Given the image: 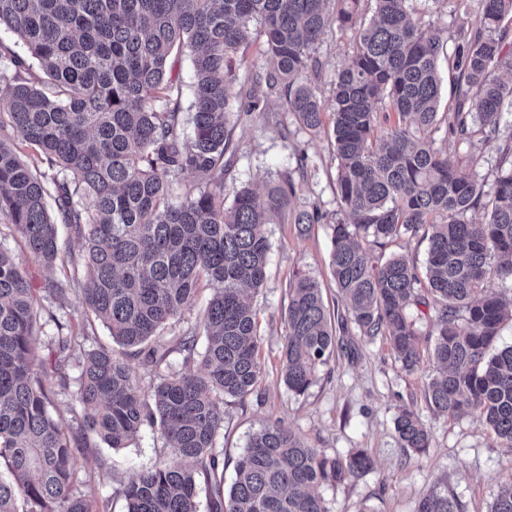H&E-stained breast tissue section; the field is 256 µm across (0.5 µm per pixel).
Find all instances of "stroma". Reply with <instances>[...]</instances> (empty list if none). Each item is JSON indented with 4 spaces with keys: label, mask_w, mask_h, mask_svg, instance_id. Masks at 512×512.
Returning <instances> with one entry per match:
<instances>
[{
    "label": "stroma",
    "mask_w": 512,
    "mask_h": 512,
    "mask_svg": "<svg viewBox=\"0 0 512 512\" xmlns=\"http://www.w3.org/2000/svg\"><path fill=\"white\" fill-rule=\"evenodd\" d=\"M351 33L328 29L317 49L323 65L316 84L321 99L330 96L337 68L351 55ZM234 167L224 180V197L233 199L241 188L264 192L284 172L294 171L298 154H307L311 168L296 178L292 210L319 206L333 213L338 208L336 163L332 138L333 115L324 113L323 125L311 131L288 112L282 94L270 95L262 112H244L233 104L230 116ZM438 146L447 148L456 167L475 170L486 184L497 176L495 141L475 134L470 142L448 139L445 128L435 133ZM270 244L267 280L254 296L259 311V354L263 366L257 390L246 400L224 401V481L232 483L234 466L249 436L277 421L299 435L310 447L329 455H347L367 449L374 468L357 481L320 487L330 512H416L420 499L438 483L458 503V512H490L501 487L512 481V458L504 455L490 430L479 418L446 419L436 416L425 400L430 358L415 372L403 369L383 337L368 338L358 331L345 336L335 357L320 367L315 383L302 395L288 390L280 378L285 333L288 284L298 275L319 281L328 310L338 296L330 267V228L311 225L299 233L285 219L267 225ZM85 317L77 294L45 306L39 314L42 332L37 347L47 355V344L57 324L80 332ZM413 410L431 430V446L415 454L400 448L394 421L401 409ZM158 427L144 425L127 447L112 449L99 438L80 458V479L97 489L98 512H125L120 490L127 478L161 458Z\"/></svg>",
    "instance_id": "1"
}]
</instances>
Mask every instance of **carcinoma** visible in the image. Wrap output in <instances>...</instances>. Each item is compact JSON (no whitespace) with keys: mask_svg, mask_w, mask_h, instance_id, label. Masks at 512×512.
I'll list each match as a JSON object with an SVG mask.
<instances>
[{"mask_svg":"<svg viewBox=\"0 0 512 512\" xmlns=\"http://www.w3.org/2000/svg\"><path fill=\"white\" fill-rule=\"evenodd\" d=\"M0 0V28L27 55L0 50L13 71L0 87V212L28 254L47 272L36 290L22 264L0 248V512H93L95 488L78 480L86 434L124 448L145 424L159 425L176 463L129 476L126 512H198L200 484L210 512H330L322 485L354 481L373 468L368 451L344 457L312 448L292 430L270 423L253 433L224 491V398L244 400L262 375L257 312L248 292L266 280L264 226L283 214L295 193L290 173L259 199L248 189L224 202L233 151L229 110L240 48L252 23L266 36L272 68L251 77L247 111L280 86L288 111L317 130L333 112L340 212L315 207L297 217L331 229V268L344 314L331 320L319 282L289 284L281 379L302 395L318 368L341 346L337 334L386 336L402 367L416 370L421 334L411 306L434 296L431 410L457 419L479 415L512 455V345L499 347L512 299L495 288L512 283V33L502 27L512 0H456L461 23L446 35L412 16L411 0ZM353 35L355 48L336 70L328 102L312 76L329 20ZM451 47L455 103L448 136L477 132L497 143V177L485 189L476 175L448 162L433 137L439 123L437 61ZM189 53L194 70L192 135L184 134L182 88L168 65ZM43 76H38L35 70ZM48 162L41 172L14 140ZM208 183L186 186L180 175ZM482 207L484 218L469 213ZM69 227L82 253L56 278L61 260L56 223ZM428 239L425 278L414 259L370 255L358 242ZM79 286L95 320L124 348H137L155 368L177 352L195 368L172 372L144 389L123 355L101 346L85 354L76 400L88 414L72 427L51 408L69 388L62 363L77 337L57 336L53 371L39 359L37 313ZM211 295L196 329L168 339L166 326ZM399 447L422 454L431 432L409 409L395 418ZM417 512H457L448 488L435 487ZM490 512H512V482Z\"/></svg>","mask_w":512,"mask_h":512,"instance_id":"obj_1","label":"carcinoma"}]
</instances>
